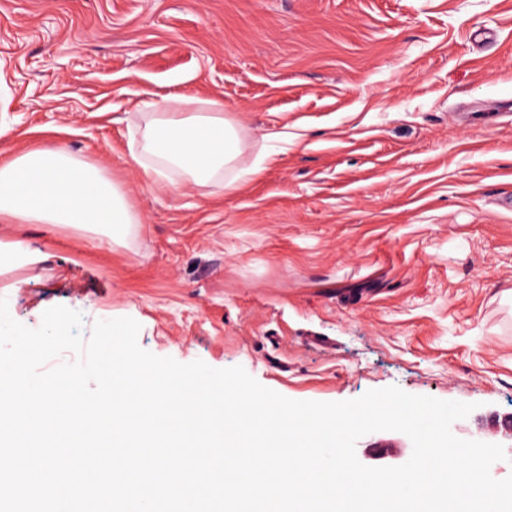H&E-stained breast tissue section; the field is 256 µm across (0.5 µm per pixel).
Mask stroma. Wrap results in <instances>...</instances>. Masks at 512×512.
Here are the masks:
<instances>
[{"label": "stroma", "mask_w": 512, "mask_h": 512, "mask_svg": "<svg viewBox=\"0 0 512 512\" xmlns=\"http://www.w3.org/2000/svg\"><path fill=\"white\" fill-rule=\"evenodd\" d=\"M223 102L235 190L146 181L143 92ZM512 0H0V161L59 145L126 195L124 243L0 223L13 319L130 317L139 345L242 366L294 400L404 391L474 404L454 435L503 446L512 414ZM272 135L264 144L263 135ZM408 436L356 444L398 466ZM36 251L32 250L30 245L23 240H16L10 244L2 246L0 243V264L2 262L20 261L35 259Z\"/></svg>", "instance_id": "35a3bbf8"}]
</instances>
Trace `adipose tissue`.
I'll return each instance as SVG.
<instances>
[{
	"mask_svg": "<svg viewBox=\"0 0 512 512\" xmlns=\"http://www.w3.org/2000/svg\"><path fill=\"white\" fill-rule=\"evenodd\" d=\"M146 122L130 142V156L144 177L181 172L205 184L231 172L226 187L258 174V167L237 165L243 153L234 124L222 102L171 95L163 102L143 100ZM64 224L119 242L137 218L126 196L95 165L78 160L65 148L20 153L0 163V222Z\"/></svg>",
	"mask_w": 512,
	"mask_h": 512,
	"instance_id": "adipose-tissue-1",
	"label": "adipose tissue"
}]
</instances>
